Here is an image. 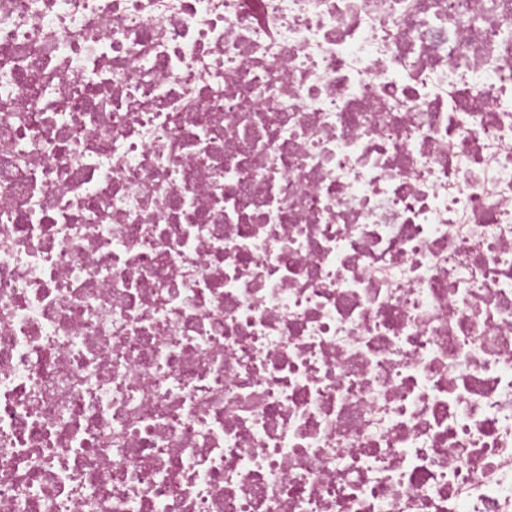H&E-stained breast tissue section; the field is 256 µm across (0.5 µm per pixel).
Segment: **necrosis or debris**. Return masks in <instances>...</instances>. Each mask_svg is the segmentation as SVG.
<instances>
[{"label":"necrosis or debris","mask_w":512,"mask_h":512,"mask_svg":"<svg viewBox=\"0 0 512 512\" xmlns=\"http://www.w3.org/2000/svg\"><path fill=\"white\" fill-rule=\"evenodd\" d=\"M0 512H512V0H0Z\"/></svg>","instance_id":"1"}]
</instances>
